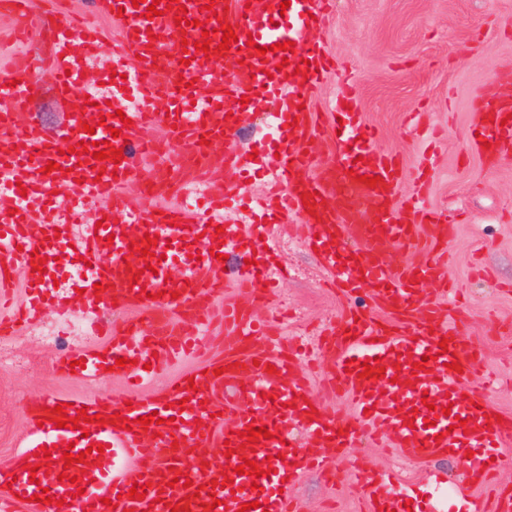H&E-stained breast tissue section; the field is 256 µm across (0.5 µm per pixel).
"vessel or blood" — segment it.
<instances>
[{
	"label": "vessel or blood",
	"mask_w": 512,
	"mask_h": 512,
	"mask_svg": "<svg viewBox=\"0 0 512 512\" xmlns=\"http://www.w3.org/2000/svg\"><path fill=\"white\" fill-rule=\"evenodd\" d=\"M94 2L122 28L112 48L115 76L108 89L84 76L102 44L94 24L57 15L34 32L26 22L27 0H7V13L18 20V41L39 37L42 52L40 61L22 57L0 72V335L38 322L49 306L70 320L71 290L81 288L82 318L98 340L60 352L53 370L93 383L113 365L134 388L121 400L101 396L69 405L60 396H31L25 449L12 467L0 469V512H171L176 506L188 512H239L252 501L265 512H295L283 490L281 467L295 479L313 468L329 469L354 439L374 435L379 427L412 463L469 450L473 456L466 470L484 482L512 467V455L498 450L500 441L512 437V420L491 410L483 396L489 382L474 373L481 349L460 335L426 293L429 285L445 284L443 261L426 256L395 266L389 259L391 248L406 250L424 237L443 248L455 236L454 225L425 202L427 173H420L405 207L393 206L401 166L380 148L377 131L357 109L341 108L338 120L324 126L305 107L331 67L311 33L332 13L334 0H291L286 9L281 0H180L187 10L184 25L175 24L167 9L170 0L137 6L132 0ZM152 3L160 14L150 18L146 12ZM222 23L236 34L229 50L198 51L204 31H211L213 43L221 42L217 27ZM288 41L294 50L286 54L279 46ZM185 56L190 64H182ZM44 70L51 72L58 92L75 103L63 142L38 125L16 120ZM159 99L165 100V111H155ZM483 104L482 140L496 152L511 148L512 101L488 96ZM262 107L270 108L280 131L277 154L252 158L238 147L236 136L248 109ZM126 117L131 125H123ZM87 124L94 133L84 132ZM156 127L169 128L180 153L166 155L163 141L149 138ZM114 128L120 129L119 137L111 136ZM328 128L345 138L335 167L308 151ZM106 140L122 150L121 163L89 165L71 152L77 143ZM216 142L224 145L218 156L211 152ZM144 155L158 159L149 196L194 195L204 201L202 212L175 206L159 214L133 206L126 190L138 184ZM51 161L56 170H47ZM251 165L265 169L271 188L252 198L250 206L242 205L237 191L210 192L217 180L240 181ZM306 194L313 196L314 208L304 206ZM100 202L104 222H85L84 209ZM277 211L304 216V244L316 248L343 297L372 289L378 308L413 324L401 337L353 310L324 331L319 348L331 360L326 382L346 395L354 415L314 411L310 385L287 337L270 333L256 309L235 301L215 304L230 280L240 292L266 298L281 275L265 260L267 252L277 251V242L265 234L264 249L253 251L245 244L242 222ZM36 214L42 217L37 225ZM149 234L157 245L148 259L131 246ZM35 253L45 257L44 271L33 270ZM220 253L236 254V267L226 269L216 259ZM18 266L27 270L26 301L20 305L12 302V272ZM172 266L181 268V276L169 277ZM111 308H135L147 318L103 323L102 314ZM202 336L221 337L223 356L202 357L200 371L179 374L167 396L149 398L139 391L151 370L188 356ZM123 357L127 365L117 366ZM78 359L85 365L76 370L72 363ZM367 360L373 364L369 372L363 368ZM418 361L423 370H414ZM60 405L70 418L86 410L92 423L84 430L55 427L47 411ZM152 413L159 423L142 427L139 417ZM292 424L310 436V447L297 446L288 432ZM252 425L270 432L253 448L241 436ZM226 444L232 455L223 453ZM69 445L89 452L96 467L66 468L40 454L44 447ZM247 459L263 469V476L237 473ZM225 475L226 487H214ZM187 478L200 489L196 497L188 495ZM345 478L363 493L367 512H407L409 496L393 491L391 473L358 461ZM137 482L148 489L145 498L133 500L128 493ZM75 483L85 494L65 501Z\"/></svg>",
	"instance_id": "b4317fda"
}]
</instances>
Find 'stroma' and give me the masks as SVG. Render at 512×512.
<instances>
[{
    "label": "stroma",
    "mask_w": 512,
    "mask_h": 512,
    "mask_svg": "<svg viewBox=\"0 0 512 512\" xmlns=\"http://www.w3.org/2000/svg\"><path fill=\"white\" fill-rule=\"evenodd\" d=\"M314 38L336 69L311 98L312 112H327L343 85L351 84L364 122L379 129L383 149L403 163L398 201L406 200L419 171L429 173V204L456 227L445 265L456 299L442 307L457 318L460 334L479 345L478 370L502 382L487 393L488 403L512 417V150L484 156L473 148L478 96L512 90V79L503 76L512 65V0H336L334 14ZM70 110L45 75L20 122L56 135ZM410 112L424 113L426 126H409ZM271 227L282 242L272 261L288 265L291 274L260 311L268 317L287 312L285 335L310 344L350 308L376 315L370 290L348 303L326 286L319 258L301 244L306 228L301 217H275ZM87 340L50 312L13 337L16 362L0 366V466L27 436L29 395L90 399L109 390L122 396L123 379L89 384L52 372L62 345ZM359 458L398 470L423 512L433 507L465 512L471 498L494 512V501L469 485L462 458L409 464L383 443L362 439L335 466L343 470ZM293 493L301 512H358L361 497L354 486L330 482L317 472L302 476Z\"/></svg>",
    "instance_id": "35a3bbf8"
}]
</instances>
